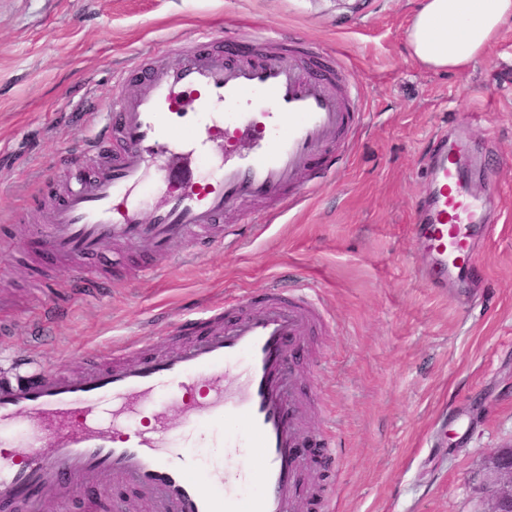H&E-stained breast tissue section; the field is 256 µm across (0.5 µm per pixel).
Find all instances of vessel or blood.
<instances>
[{
	"mask_svg": "<svg viewBox=\"0 0 512 512\" xmlns=\"http://www.w3.org/2000/svg\"><path fill=\"white\" fill-rule=\"evenodd\" d=\"M196 51L129 71V91L99 108V128L85 150L98 157L93 173L69 188L44 224L28 225L45 258L92 257L109 243L150 244L168 258L175 244H210L208 232L245 200L300 205L310 192L298 180L302 165L325 172L330 149L349 138L360 112L358 91L341 95L345 75L335 58L302 67L280 49L250 63L214 50L199 35ZM464 144L440 145L429 177L432 197L416 231L434 266L425 278L447 287L453 274L480 266L473 226L482 207L471 200L457 161ZM217 161L215 183L200 184L190 170L198 153ZM178 183L151 217L132 199L147 179ZM320 306L302 289L271 290L258 307L228 321L193 323L192 342L79 374L37 371L0 377V505L37 502L55 490L60 503L80 491L122 482L152 500L157 512H292L301 496V449L321 446L322 466L335 458L329 439L305 434L300 414L306 394L293 377L291 357L315 327ZM151 408L153 424L140 430L122 416ZM245 422L239 442H225L226 465L208 482L194 475L185 448L200 423ZM257 476L258 492L245 504L216 493L220 484Z\"/></svg>",
	"mask_w": 512,
	"mask_h": 512,
	"instance_id": "b4317fda",
	"label": "vessel or blood"
}]
</instances>
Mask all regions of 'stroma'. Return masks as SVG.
<instances>
[{
    "label": "stroma",
    "instance_id": "35a3bbf8",
    "mask_svg": "<svg viewBox=\"0 0 512 512\" xmlns=\"http://www.w3.org/2000/svg\"><path fill=\"white\" fill-rule=\"evenodd\" d=\"M417 0H0V366L76 372L91 357L146 341L164 348L202 306L247 309L268 290L311 288L324 316L297 354L304 424L336 445L322 480L333 512H485L479 471L512 447V24L462 73L406 53ZM222 34L250 61L282 40L340 56L363 115L355 145L299 206L273 222L226 214L233 235L211 248H107L84 265L46 264L14 211L69 180L76 147L97 130L93 105L119 74ZM467 128L483 165L468 189L496 184L491 230L475 229L483 272L430 288L413 233L437 138Z\"/></svg>",
    "mask_w": 512,
    "mask_h": 512
}]
</instances>
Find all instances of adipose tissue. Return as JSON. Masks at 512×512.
Masks as SVG:
<instances>
[{"label":"adipose tissue","mask_w":512,"mask_h":512,"mask_svg":"<svg viewBox=\"0 0 512 512\" xmlns=\"http://www.w3.org/2000/svg\"><path fill=\"white\" fill-rule=\"evenodd\" d=\"M510 23L512 0H419L408 29V51L427 68L460 72Z\"/></svg>","instance_id":"1"}]
</instances>
